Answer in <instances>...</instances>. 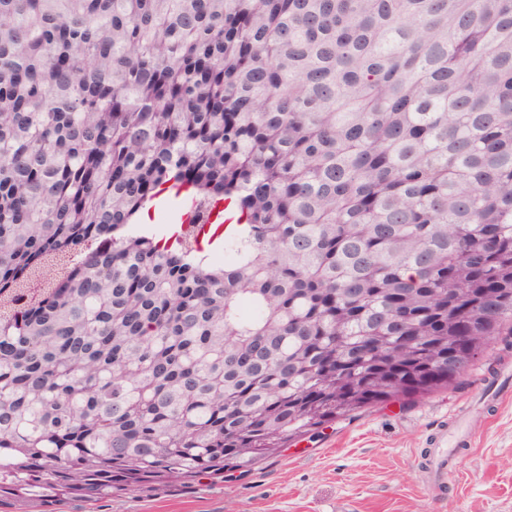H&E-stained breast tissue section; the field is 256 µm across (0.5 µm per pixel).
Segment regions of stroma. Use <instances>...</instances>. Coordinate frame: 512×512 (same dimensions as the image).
Wrapping results in <instances>:
<instances>
[{"instance_id": "35a3bbf8", "label": "stroma", "mask_w": 512, "mask_h": 512, "mask_svg": "<svg viewBox=\"0 0 512 512\" xmlns=\"http://www.w3.org/2000/svg\"><path fill=\"white\" fill-rule=\"evenodd\" d=\"M463 407L470 443L459 450L455 477L431 491L421 457ZM0 512H512V349L494 341L462 387L339 419L238 478L156 484L94 502L72 498L50 510L8 499Z\"/></svg>"}]
</instances>
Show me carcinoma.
<instances>
[{"label":"carcinoma","mask_w":512,"mask_h":512,"mask_svg":"<svg viewBox=\"0 0 512 512\" xmlns=\"http://www.w3.org/2000/svg\"><path fill=\"white\" fill-rule=\"evenodd\" d=\"M509 334L512 0H0V499L243 475Z\"/></svg>","instance_id":"obj_1"}]
</instances>
